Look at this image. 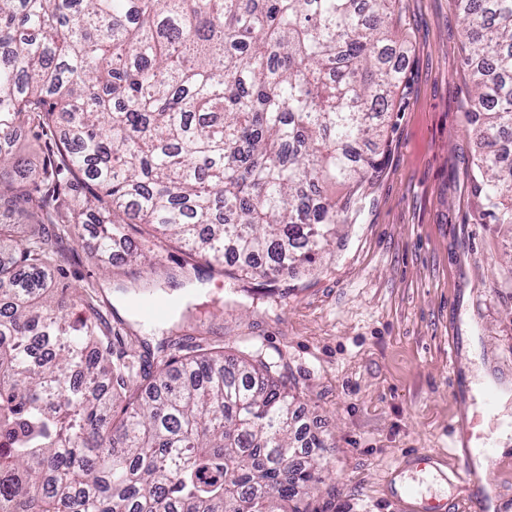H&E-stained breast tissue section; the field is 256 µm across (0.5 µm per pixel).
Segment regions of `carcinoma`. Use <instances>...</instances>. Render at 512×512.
<instances>
[{
  "label": "carcinoma",
  "mask_w": 512,
  "mask_h": 512,
  "mask_svg": "<svg viewBox=\"0 0 512 512\" xmlns=\"http://www.w3.org/2000/svg\"><path fill=\"white\" fill-rule=\"evenodd\" d=\"M399 0H0V509L303 512L319 480L278 362L224 348L145 368L103 354L95 316L51 289L45 225L133 224L184 264L312 270L360 209L402 71L385 61ZM468 121L482 219L512 225V0H464ZM67 132L58 162L14 179L18 128ZM80 181L83 196L60 190Z\"/></svg>",
  "instance_id": "obj_1"
}]
</instances>
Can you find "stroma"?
Here are the masks:
<instances>
[{
  "instance_id": "stroma-1",
  "label": "stroma",
  "mask_w": 512,
  "mask_h": 512,
  "mask_svg": "<svg viewBox=\"0 0 512 512\" xmlns=\"http://www.w3.org/2000/svg\"><path fill=\"white\" fill-rule=\"evenodd\" d=\"M403 70L377 170L356 223L317 270L232 279L223 269L184 268L179 244L158 239L138 264L98 260L81 248L91 225L62 242L57 288L91 289L93 306L69 297L71 317L97 310L113 357L156 360L180 347H251L279 360L300 419L319 436L322 471L302 493L305 512H395L400 486L462 508L448 483V428L476 408L475 383L508 394L479 429L512 420V225L478 221L472 184L481 150L467 121L471 92L459 0H400ZM165 296L171 282L194 292L178 322L148 326L133 306L142 285ZM456 360H449V349ZM438 466L420 470L414 452Z\"/></svg>"
}]
</instances>
